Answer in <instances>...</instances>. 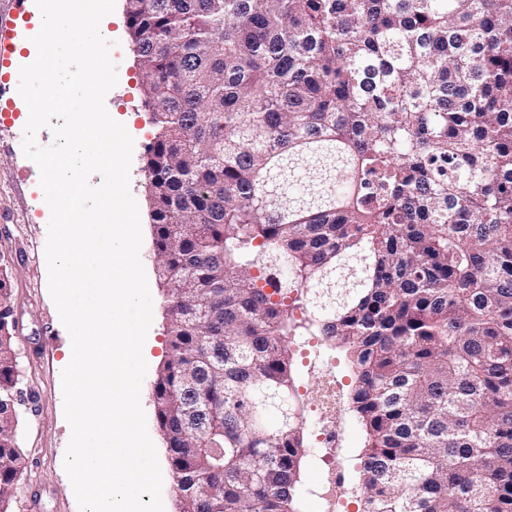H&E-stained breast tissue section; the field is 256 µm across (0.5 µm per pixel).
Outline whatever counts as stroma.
<instances>
[{
	"label": "stroma",
	"instance_id": "obj_1",
	"mask_svg": "<svg viewBox=\"0 0 512 512\" xmlns=\"http://www.w3.org/2000/svg\"><path fill=\"white\" fill-rule=\"evenodd\" d=\"M125 8V0H116L115 10L109 16L111 57L117 65L118 83L105 105L111 117L124 124L134 139L130 191L140 213V258L153 283V321L149 329L152 344L146 358L148 371L141 388V404L149 436L158 452L165 512H178L173 474L151 401L155 375L169 352L166 295L156 284V255L144 173L153 129L150 114L142 104V70L132 50ZM4 105L11 117L0 118V272L7 273L12 288L13 336L19 353L21 390L18 436L28 458L27 469L13 486L8 512H24V498L32 490L40 496L38 512H79L63 466L71 429L64 415L61 374L70 336L48 290V222L36 178L38 167L22 148L28 114L17 102H6L0 95V107Z\"/></svg>",
	"mask_w": 512,
	"mask_h": 512
}]
</instances>
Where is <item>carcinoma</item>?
<instances>
[{
	"label": "carcinoma",
	"instance_id": "1",
	"mask_svg": "<svg viewBox=\"0 0 512 512\" xmlns=\"http://www.w3.org/2000/svg\"><path fill=\"white\" fill-rule=\"evenodd\" d=\"M126 2L179 512H299L297 336L348 365L361 512H512V0Z\"/></svg>",
	"mask_w": 512,
	"mask_h": 512
}]
</instances>
